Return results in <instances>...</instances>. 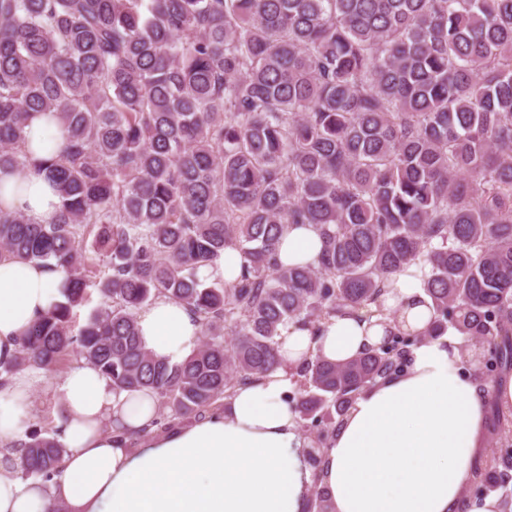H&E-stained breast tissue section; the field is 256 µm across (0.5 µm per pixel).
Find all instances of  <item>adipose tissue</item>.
I'll return each instance as SVG.
<instances>
[{"instance_id": "1", "label": "adipose tissue", "mask_w": 512, "mask_h": 512, "mask_svg": "<svg viewBox=\"0 0 512 512\" xmlns=\"http://www.w3.org/2000/svg\"><path fill=\"white\" fill-rule=\"evenodd\" d=\"M24 146L35 157L57 154L58 120L30 116ZM0 203L33 223L56 219L59 194L44 177L0 170ZM317 226H288L279 248L284 265H316ZM64 269L0 259V360L13 359L35 320L62 301ZM380 316L332 317L319 333L291 323L280 330L279 368L236 386L222 410L131 447L130 435L156 418L148 389L119 390L97 367L71 363L56 385L63 415L52 436L64 448L50 483L17 477L23 439L35 418L34 395L45 370L25 366L0 385V512H305L319 486L331 512H498L492 497H466L484 438L489 403L512 406V382L491 386L464 373L463 337L412 347L404 372L364 390L337 424L319 467L290 398L294 375L315 355L344 363L380 345L392 331L419 334L431 321L421 276L392 279ZM140 339L156 357L176 363L196 347L200 324L183 302L156 298L136 314Z\"/></svg>"}]
</instances>
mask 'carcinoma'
<instances>
[{
	"instance_id": "cac0c4a2",
	"label": "carcinoma",
	"mask_w": 512,
	"mask_h": 512,
	"mask_svg": "<svg viewBox=\"0 0 512 512\" xmlns=\"http://www.w3.org/2000/svg\"><path fill=\"white\" fill-rule=\"evenodd\" d=\"M37 112L61 134L40 160L22 146ZM0 169L61 198L51 224L0 207V257L67 272L0 374L84 359L197 416L278 368L280 327L380 315L389 279L422 264L423 338L454 328L481 340L474 378L512 376V0H0ZM299 224L322 230L315 266L278 262ZM227 247L242 273L202 279ZM90 287L101 303L76 330ZM161 295L207 337L178 363L139 338L136 312ZM391 344L296 372L320 447L404 371L413 341ZM492 434L473 483L506 512L511 408ZM28 436L19 476L47 481L63 449Z\"/></svg>"
}]
</instances>
